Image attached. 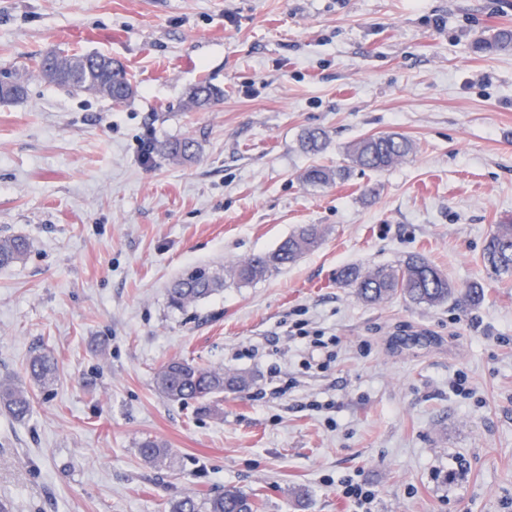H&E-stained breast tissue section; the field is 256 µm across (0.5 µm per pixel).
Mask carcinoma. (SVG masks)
<instances>
[{
  "label": "carcinoma",
  "instance_id": "carcinoma-1",
  "mask_svg": "<svg viewBox=\"0 0 512 512\" xmlns=\"http://www.w3.org/2000/svg\"><path fill=\"white\" fill-rule=\"evenodd\" d=\"M512 48V30L502 29L475 43V49L494 54ZM37 70L47 81L64 85L77 93L101 95L115 103H123L134 93L124 68L110 57H101L88 63L84 55H55L37 63ZM221 91L206 82L192 86L188 99L200 108L219 99ZM328 136L322 129L307 131L302 147L311 153H321L327 146ZM414 150L413 143L398 134L373 135L356 141L347 148L350 162L360 168L381 171ZM157 153L172 162H195L200 158L196 140L185 137L165 141L158 145ZM346 168L314 165L301 175L304 184L324 187L345 179ZM323 230L317 224H305L284 238L273 250L256 254L237 263L220 276L197 268L174 280L167 289L169 305L183 309L224 290L230 279L240 285L251 284L267 277L319 246ZM30 248L22 237L0 238V267L9 266L25 257ZM481 261L495 272L512 271V224H496L486 238ZM341 285L353 289L355 295L371 304L386 302L394 297L428 307H438L456 297L469 306L483 298V287L474 282L458 291L448 276L431 264L424 256L413 254L398 266L381 265L371 270L356 266L343 267L337 276ZM29 382L41 390L50 389L57 381L58 368L53 358L37 351L26 364ZM250 384L244 373L226 372L219 368H204L186 359L171 360L155 376V386L166 399L188 405L224 392H238ZM0 407L18 421L26 420L32 411V398L28 389L10 378L0 379ZM138 453L146 464L162 468L171 459L170 449L164 442L146 437L138 444ZM171 512H258L251 497L236 487H227L207 497L185 495L171 504Z\"/></svg>",
  "mask_w": 512,
  "mask_h": 512
}]
</instances>
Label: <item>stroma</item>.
I'll return each mask as SVG.
<instances>
[{"label": "stroma", "mask_w": 512, "mask_h": 512, "mask_svg": "<svg viewBox=\"0 0 512 512\" xmlns=\"http://www.w3.org/2000/svg\"><path fill=\"white\" fill-rule=\"evenodd\" d=\"M512 0H0V237L30 243L0 267V378L55 358L32 413L0 410V501L12 512H170L225 487L260 512H350L338 486H371L374 512H512V273L480 260L512 223ZM50 52L121 62L129 101L45 81ZM207 82L219 101L187 105ZM309 128L329 137L310 156ZM398 133L416 150L383 171L303 184L347 146ZM191 137L200 160L143 156ZM375 195H368V188ZM319 248L264 280L181 311L166 289L274 249L297 226ZM418 253L475 307L368 304L338 271ZM335 337L306 369L288 327ZM172 359L252 376L210 411L162 398ZM165 442L168 469L137 443ZM512 48V30L502 29L475 43V49L486 54H494ZM26 375L34 386L44 391L49 390L57 381V364L49 355L34 352L27 361Z\"/></svg>", "instance_id": "35a3bbf8"}]
</instances>
